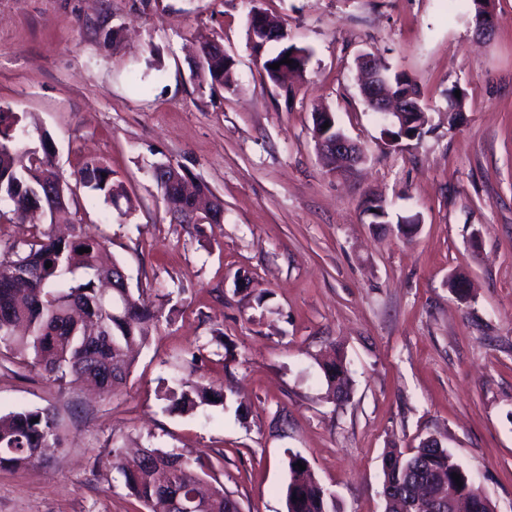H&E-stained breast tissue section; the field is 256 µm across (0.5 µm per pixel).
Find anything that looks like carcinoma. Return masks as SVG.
Wrapping results in <instances>:
<instances>
[{
	"mask_svg": "<svg viewBox=\"0 0 512 512\" xmlns=\"http://www.w3.org/2000/svg\"><path fill=\"white\" fill-rule=\"evenodd\" d=\"M265 22L270 34L261 45L284 44L263 59L262 67L271 82H278L280 70L270 65L283 60L288 51L298 53L290 69L303 71L308 50L288 43L283 27L268 18ZM234 67L232 57H224L221 44L209 42L201 47L198 76L211 89L235 91ZM382 69L394 92L405 86L419 94L407 73L392 72L385 64ZM30 141L31 132L22 116L0 110V202L9 203V221L15 224L25 223L29 210L38 204L50 218V226H35L23 237L0 243V354L19 359L60 384L68 378L86 381L112 395L130 375L132 350L145 344V326L158 320V314L144 294L135 293L126 283L117 292L101 288L104 266L99 254L104 241L72 221L73 191L56 169L51 139L41 133L38 145ZM75 176L77 184L110 207H118L125 196L123 183L97 159L84 161ZM153 179L172 216L208 191L205 185L192 181L182 167L169 162L153 167ZM81 247L90 252L78 253ZM48 261L52 262L49 268L45 267ZM322 371L330 387L341 393L349 389L341 355L324 363ZM166 400L171 407L189 412L222 404L224 395L186 381L180 392H170ZM59 441L57 414L52 407H22L1 414L0 468L33 465L53 452ZM385 460L384 485L404 483L411 466L423 461L430 468L428 478L447 484L465 502V512H492L490 501L469 472L435 438L421 442L411 454L393 448L386 452ZM297 462L305 469L294 467ZM107 463L122 476L130 495L147 512H169L161 488L175 485L187 496L199 492L205 475L199 459L179 448L147 446L130 453L118 446L112 448ZM454 473L460 475L462 485L452 478ZM286 508L287 512H338L334 493L315 478L307 460L298 453L288 457ZM430 508L429 500L419 497L413 499L412 507H406L403 500L389 512H430ZM201 512H241V505L220 485L212 488Z\"/></svg>",
	"mask_w": 512,
	"mask_h": 512,
	"instance_id": "cac0c4a2",
	"label": "carcinoma"
}]
</instances>
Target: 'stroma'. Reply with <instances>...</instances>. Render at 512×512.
I'll use <instances>...</instances> for the list:
<instances>
[{"mask_svg": "<svg viewBox=\"0 0 512 512\" xmlns=\"http://www.w3.org/2000/svg\"><path fill=\"white\" fill-rule=\"evenodd\" d=\"M254 7L310 51L284 87L252 51ZM492 9L480 38L470 0H0V109L51 135L63 180L87 158L112 168L127 216L82 189L78 217L130 288L170 297L112 396L0 355V414L53 406L62 437L36 465L0 469V512H146L106 463L133 440L201 456L242 512H287L292 453L338 512H384L385 453L429 437L512 512V0ZM201 40L234 58L236 92L199 83ZM365 53L415 81L420 139L390 142L365 104ZM318 108L359 164L328 170ZM167 161L223 200V223L172 222L151 177ZM336 351L343 401L321 369ZM186 380L223 389V405L169 410L166 389Z\"/></svg>", "mask_w": 512, "mask_h": 512, "instance_id": "obj_1", "label": "stroma"}]
</instances>
